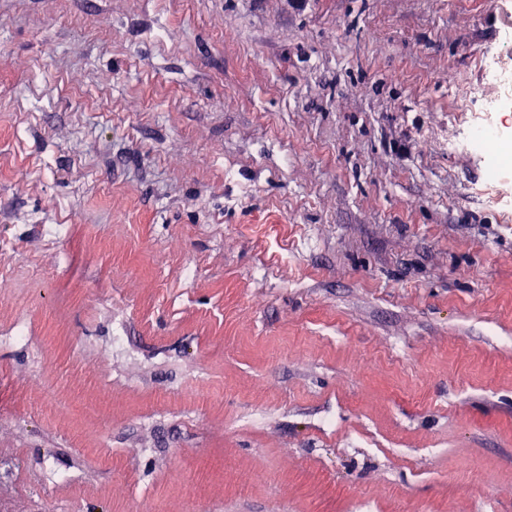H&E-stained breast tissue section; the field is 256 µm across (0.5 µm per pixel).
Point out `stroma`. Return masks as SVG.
<instances>
[{
	"label": "stroma",
	"mask_w": 512,
	"mask_h": 512,
	"mask_svg": "<svg viewBox=\"0 0 512 512\" xmlns=\"http://www.w3.org/2000/svg\"><path fill=\"white\" fill-rule=\"evenodd\" d=\"M509 107L512 0H0V512H512ZM468 145L487 158L489 176L492 180H499L508 174L511 161L501 149L499 133L495 127L472 129L468 137Z\"/></svg>",
	"instance_id": "35a3bbf8"
}]
</instances>
